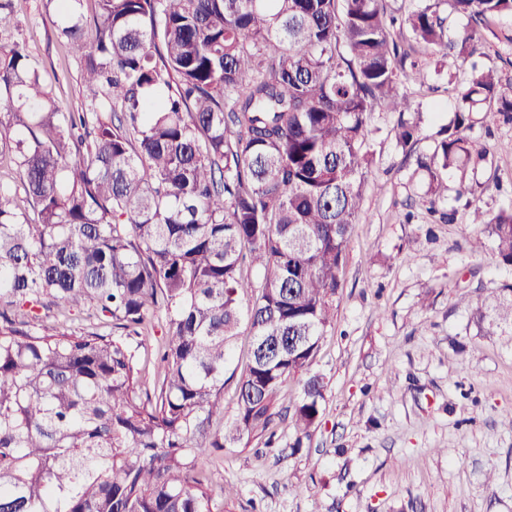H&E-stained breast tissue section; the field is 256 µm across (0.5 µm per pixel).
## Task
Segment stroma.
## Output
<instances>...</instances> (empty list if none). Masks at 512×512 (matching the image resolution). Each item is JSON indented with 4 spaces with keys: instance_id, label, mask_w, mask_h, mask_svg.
<instances>
[{
    "instance_id": "obj_1",
    "label": "stroma",
    "mask_w": 512,
    "mask_h": 512,
    "mask_svg": "<svg viewBox=\"0 0 512 512\" xmlns=\"http://www.w3.org/2000/svg\"><path fill=\"white\" fill-rule=\"evenodd\" d=\"M46 0H13L15 26L0 41L25 43L55 106H87L81 63L58 38ZM426 89L408 82L413 108L373 113L374 161L363 215L346 251L334 322L313 365L328 383L321 420L301 448L281 426L282 450L260 440L213 457V490L230 484L229 512H512V325L493 304L512 284V266L492 247L474 252L470 204L512 208V123L478 112L469 135L485 162L448 173V195L424 201L427 176L416 157L431 153L457 100L449 83L472 69L512 82V15L489 19L469 64L437 58L411 37ZM416 123L412 154L397 144L399 120ZM449 213L444 223L439 213ZM448 453H440V446Z\"/></svg>"
}]
</instances>
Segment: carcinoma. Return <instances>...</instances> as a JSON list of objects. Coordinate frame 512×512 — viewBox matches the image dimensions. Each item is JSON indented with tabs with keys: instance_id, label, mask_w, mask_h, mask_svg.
I'll return each instance as SVG.
<instances>
[{
	"instance_id": "carcinoma-1",
	"label": "carcinoma",
	"mask_w": 512,
	"mask_h": 512,
	"mask_svg": "<svg viewBox=\"0 0 512 512\" xmlns=\"http://www.w3.org/2000/svg\"><path fill=\"white\" fill-rule=\"evenodd\" d=\"M81 2L46 7L89 111H59L25 45L0 44V156L38 214L0 182V512H224L210 451L273 446L288 378L306 375L285 407L297 437L317 425L327 384L311 368L362 215L370 116L411 111L418 64L385 0H97L90 19ZM448 2L472 23L453 39L433 4L402 23L457 60L477 25L512 14V0ZM492 105L512 119L497 71L457 87L454 120L417 158L431 202L449 169L485 158L467 131ZM396 137L410 154L415 127ZM471 223V247L485 233L512 266V209L475 206ZM85 305L112 331L44 334L49 312ZM152 319L166 339L149 388L131 336ZM243 322L236 419L213 432Z\"/></svg>"
}]
</instances>
